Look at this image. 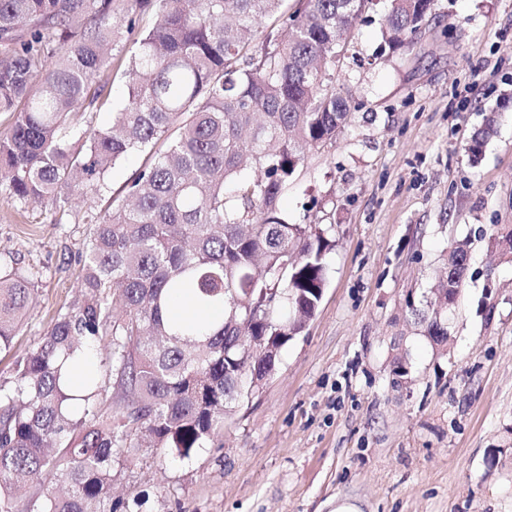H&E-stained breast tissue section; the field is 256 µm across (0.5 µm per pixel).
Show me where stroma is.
Here are the masks:
<instances>
[{
	"instance_id": "obj_1",
	"label": "stroma",
	"mask_w": 512,
	"mask_h": 512,
	"mask_svg": "<svg viewBox=\"0 0 512 512\" xmlns=\"http://www.w3.org/2000/svg\"><path fill=\"white\" fill-rule=\"evenodd\" d=\"M389 7L370 0L336 66L354 119L280 201L289 221L335 227L316 314L204 448L115 464V494L141 497L140 512H332L340 498L361 512H512V259L496 244L512 227V0H435L394 50ZM51 213L0 199V257L42 273L19 354L82 297L92 227ZM465 240L441 353L412 310ZM495 130V117L487 116L483 128L475 134L467 146V151L473 161H477L483 152V147Z\"/></svg>"
}]
</instances>
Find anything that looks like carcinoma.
Returning a JSON list of instances; mask_svg holds the SVG:
<instances>
[{
	"instance_id": "1",
	"label": "carcinoma",
	"mask_w": 512,
	"mask_h": 512,
	"mask_svg": "<svg viewBox=\"0 0 512 512\" xmlns=\"http://www.w3.org/2000/svg\"><path fill=\"white\" fill-rule=\"evenodd\" d=\"M0 0V196L51 200L52 223L84 211L94 225L83 300L59 311L41 341L15 356L0 385V512H129L112 497L114 462L141 436L186 458L235 411L253 374L316 313L327 280L331 224H292L279 208L308 153L336 141L350 104L336 56L368 0ZM427 0H391L383 37L412 41ZM261 44H256L258 35ZM131 45L127 95L110 104L101 73ZM495 117L467 146L472 160ZM154 158L114 190L111 168L133 151ZM295 266L279 271L288 257ZM467 252L448 254V284L413 313L448 343L445 314L463 286ZM35 272L0 271V355L35 294ZM224 319L177 320L171 299ZM119 387L111 413L92 357ZM86 364L70 395L68 362ZM51 477L62 495L31 489Z\"/></svg>"
}]
</instances>
